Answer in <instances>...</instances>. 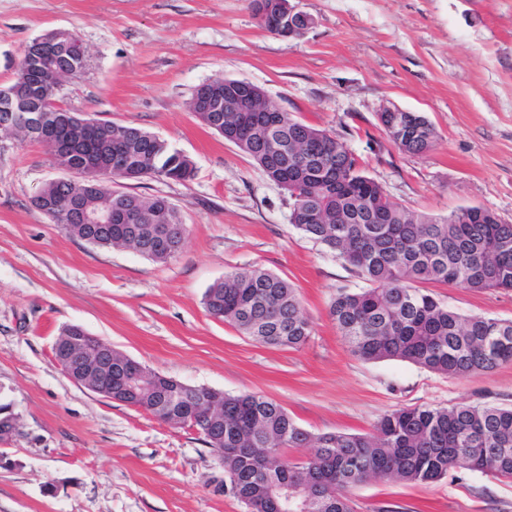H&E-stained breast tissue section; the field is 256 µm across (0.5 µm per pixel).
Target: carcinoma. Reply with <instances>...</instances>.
I'll return each instance as SVG.
<instances>
[{"label": "carcinoma", "instance_id": "cac0c4a2", "mask_svg": "<svg viewBox=\"0 0 512 512\" xmlns=\"http://www.w3.org/2000/svg\"><path fill=\"white\" fill-rule=\"evenodd\" d=\"M71 51L36 58L25 48L12 83L26 82L28 68L43 61L69 65ZM60 94L39 93L36 107L52 116L63 107ZM189 111L208 128L222 134L249 156L267 179L293 199L291 224L351 265L370 284L359 292L340 291L329 313L351 352L365 361L400 360L431 372L466 378L512 362V321L465 317L418 287L420 283L454 284L471 291L512 290V224L480 207L461 208L443 219L409 211L391 201L383 188L366 176L348 147L323 130L280 112L279 126L268 130L259 112H200L195 98ZM379 124L398 146L411 154L429 152L436 131L419 112L400 113L399 123H415L416 136L405 139ZM306 140L332 144V152L304 162L294 145ZM123 150L126 171L116 173L111 154ZM99 176L93 187L66 179L41 189L43 203L32 205L70 236L101 247L131 249L156 262L175 254L152 246L154 231L169 226L185 241L186 225L161 196L144 198L112 189L116 178L146 177L190 181L195 165L170 148L166 140L136 126L99 122L91 144ZM337 169L330 182L308 172ZM92 202L112 199V212H138L134 223H114L85 233L70 220L62 203L71 197ZM210 316L234 326L253 341L297 349L312 333L297 291L287 279L259 268L225 274L205 292ZM224 401L223 421L211 427L204 442L222 448L217 454L224 484L235 485L233 496L254 512H282L279 488L305 493L295 512H353L348 491L371 477L403 483L430 484L451 470L479 471L512 478V407L461 403L451 407H403L384 415L370 435L326 432L313 435L275 401L258 394L213 392ZM112 400L155 416L165 410L162 393L150 386L125 387L120 371L112 372ZM166 422L204 429L207 406L196 413H176ZM283 448H309L297 464L282 459Z\"/></svg>", "mask_w": 512, "mask_h": 512}]
</instances>
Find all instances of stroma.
Masks as SVG:
<instances>
[{
	"label": "stroma",
	"mask_w": 512,
	"mask_h": 512,
	"mask_svg": "<svg viewBox=\"0 0 512 512\" xmlns=\"http://www.w3.org/2000/svg\"><path fill=\"white\" fill-rule=\"evenodd\" d=\"M289 3L315 19L297 38L262 28L250 0H0V85L33 39L71 32L88 66L62 105L150 131L197 168L185 183L115 185L168 198L187 225L181 252L156 263L65 234L31 204L60 176L48 148L0 135V400L20 422L0 444V512H246L218 491L224 471L196 430L68 378L52 346L71 324L184 384L265 396L313 434H369L402 407L512 405V362L458 378L352 355L329 304L366 281L299 232L287 191L187 108L203 83L249 81L344 142L392 202L434 218L482 206L512 223V0ZM389 104L428 118L431 151L392 143L377 117ZM252 267L295 286L312 324L300 348L256 343L205 310L207 288ZM427 289L463 315L512 320V291ZM350 499L354 512H512V479L371 478Z\"/></svg>",
	"instance_id": "1"
}]
</instances>
